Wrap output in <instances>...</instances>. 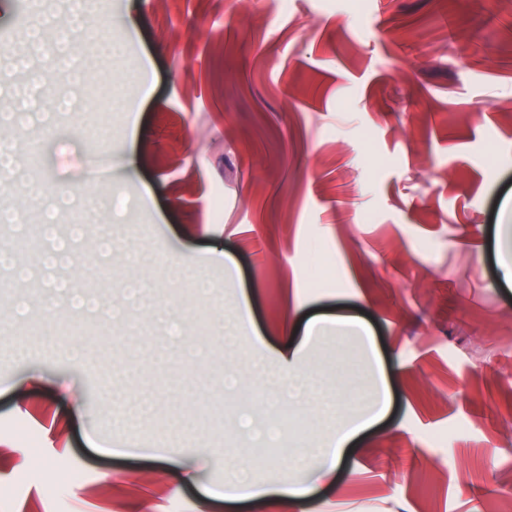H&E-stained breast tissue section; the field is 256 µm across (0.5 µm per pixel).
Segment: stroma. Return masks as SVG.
Wrapping results in <instances>:
<instances>
[{
    "label": "stroma",
    "mask_w": 512,
    "mask_h": 512,
    "mask_svg": "<svg viewBox=\"0 0 512 512\" xmlns=\"http://www.w3.org/2000/svg\"><path fill=\"white\" fill-rule=\"evenodd\" d=\"M130 5L139 31L122 55L150 60V96L103 46L75 41V88L49 47L30 50L27 79L46 95L22 120L0 207L37 183L63 231L79 219L73 197L123 189L69 266L40 265L54 242L37 213L0 224V250L36 269L27 281L0 269V512H285L217 497L232 478L224 449L271 486L298 475L337 417L256 404L266 385L250 375L220 393L225 365L258 342L302 347L327 387L346 377L349 417L391 392L304 512H486L512 496V286L499 267L512 0H99L109 20ZM54 93L73 108L54 109ZM132 152L142 162L121 178ZM110 237L149 255L138 274L197 351L124 299L122 263L96 248ZM238 301L256 332L230 347ZM321 313L361 319L373 350L306 339Z\"/></svg>",
    "instance_id": "obj_1"
}]
</instances>
